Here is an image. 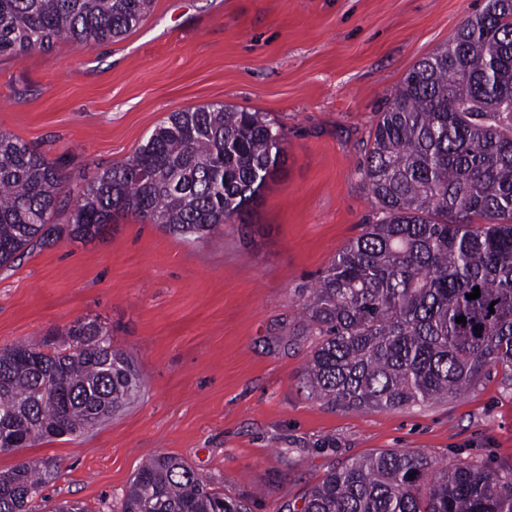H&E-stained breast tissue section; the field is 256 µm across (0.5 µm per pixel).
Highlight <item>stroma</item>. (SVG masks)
<instances>
[{
    "instance_id": "35a3bbf8",
    "label": "stroma",
    "mask_w": 512,
    "mask_h": 512,
    "mask_svg": "<svg viewBox=\"0 0 512 512\" xmlns=\"http://www.w3.org/2000/svg\"><path fill=\"white\" fill-rule=\"evenodd\" d=\"M484 0H154L125 38L0 56V131L61 159L67 185L126 160L175 111L224 104L284 133L286 159L243 221L190 240L135 215L90 242L35 246L0 268V348L98 320L138 396L84 432L0 454L50 458L30 502L113 512L147 459L177 456L251 512H298L348 460L389 450L512 467V386L403 409L332 408L302 372L316 279L377 207L359 173L403 79Z\"/></svg>"
}]
</instances>
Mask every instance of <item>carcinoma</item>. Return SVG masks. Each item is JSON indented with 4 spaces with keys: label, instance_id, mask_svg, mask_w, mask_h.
<instances>
[{
    "label": "carcinoma",
    "instance_id": "carcinoma-1",
    "mask_svg": "<svg viewBox=\"0 0 512 512\" xmlns=\"http://www.w3.org/2000/svg\"><path fill=\"white\" fill-rule=\"evenodd\" d=\"M153 3L0 0V55L118 39ZM283 142L259 112H172L132 157L88 175L68 223L54 224L66 189L59 161L0 132V268L63 236L97 239L121 213L200 238L257 202ZM359 172L379 216L304 304L319 338L305 370L312 392L348 409H400L465 392L497 366L512 386V0H486L413 67L379 114ZM476 286L480 297L467 298ZM51 335L52 348L0 349V453L80 433L140 392L106 326L77 320ZM55 475V464L31 459L1 472L0 512H27ZM119 512L247 506L159 454L137 471ZM299 512H512V468H436L424 454L380 452L328 472Z\"/></svg>",
    "mask_w": 512,
    "mask_h": 512
}]
</instances>
